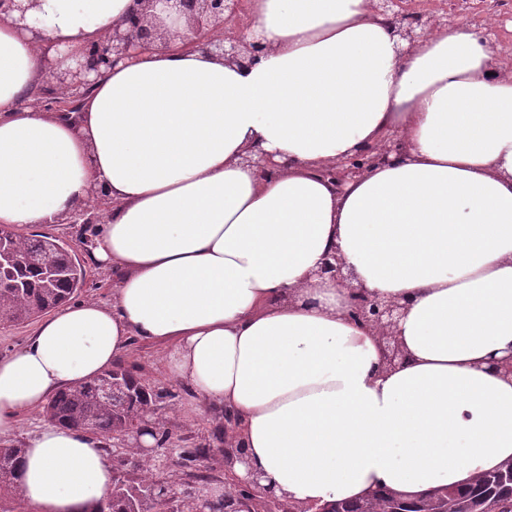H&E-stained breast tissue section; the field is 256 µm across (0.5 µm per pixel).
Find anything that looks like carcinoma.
<instances>
[{
	"label": "carcinoma",
	"instance_id": "1",
	"mask_svg": "<svg viewBox=\"0 0 512 512\" xmlns=\"http://www.w3.org/2000/svg\"><path fill=\"white\" fill-rule=\"evenodd\" d=\"M17 257L14 263L0 268V325H18L68 303L85 285L84 266L72 256L64 244L51 236H16ZM52 263L57 278H42L40 266ZM122 384L114 402H99L95 383L57 392L44 406L43 414L53 422L80 428L105 437L124 429L136 416L142 418L168 399L161 388L146 389L142 377L117 363L112 368ZM220 441L219 430L209 439L177 454V464L188 465L206 458ZM20 446L0 448V512H19ZM512 462L484 473L483 483H467L460 487L436 486L414 499H398L388 489L374 492V500L338 501L324 506L325 512H512V478L508 472ZM166 480L143 468L134 460L123 464L122 473L113 477L112 491L91 502L84 512H197V500L179 496L168 486L169 496L151 493Z\"/></svg>",
	"mask_w": 512,
	"mask_h": 512
}]
</instances>
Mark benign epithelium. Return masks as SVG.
Wrapping results in <instances>:
<instances>
[{"mask_svg":"<svg viewBox=\"0 0 512 512\" xmlns=\"http://www.w3.org/2000/svg\"><path fill=\"white\" fill-rule=\"evenodd\" d=\"M249 0H133L126 15L112 28L106 40L90 43L80 50L59 51L57 57L43 54L46 63V80L34 91L44 110L48 112H79L86 95L96 79L121 62L146 51L168 47L171 29L165 20L172 19L177 26V37L189 48H201L209 55L226 62L247 65L264 53L268 45L259 37L246 39L250 23L246 22ZM374 11L386 18L394 33L406 43L400 54L408 55L415 44L438 27L449 29L456 25L448 11L425 12L412 18L405 0H373ZM43 0H0V21L17 19L26 21L30 11L42 10ZM232 25L237 34L223 37L224 28ZM404 154L402 143L389 138L384 143L359 149L350 157L340 159L321 170V175L342 187L346 182L359 178L371 168L389 164ZM243 163L262 173H274L288 166L278 163L273 155L255 148L246 150ZM107 205L103 190L93 195L77 210L60 220L62 224H99ZM312 276L329 278L346 289L344 315L355 325L366 330L377 340L382 351L381 369L388 370L401 364L406 352L399 336V324L407 314L409 303L404 299L379 296L362 285L353 284L354 276L339 249L328 251ZM487 369L503 377L512 376V352L489 358ZM144 421H134L121 433L112 437V460L125 461L132 455L152 465L158 472L176 473L182 490L197 498V512H209L218 501L224 502V512H255L236 493L246 488L262 499L260 512H281L288 499L276 494L274 489L259 485L260 476L249 473L240 477L236 464L247 463V455L236 430L234 416L224 414V442L213 454L220 464L209 484L200 486L190 476V470L175 466L177 449L154 445L145 448L139 440L144 433Z\"/></svg>","mask_w":512,"mask_h":512,"instance_id":"7a95c632","label":"benign epithelium"}]
</instances>
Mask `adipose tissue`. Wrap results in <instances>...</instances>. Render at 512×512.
<instances>
[{"mask_svg":"<svg viewBox=\"0 0 512 512\" xmlns=\"http://www.w3.org/2000/svg\"><path fill=\"white\" fill-rule=\"evenodd\" d=\"M132 0H45L0 22V224H51L103 189L90 255L111 302L68 303L0 357V440L23 413L162 346L195 411L231 409L262 486L305 504L414 498L512 459V73L489 32L438 28L400 56L372 0H252L269 49L227 64L171 38L98 78L80 112L20 99L42 49L103 40ZM397 136V162L336 187L326 164ZM256 146L287 162L261 174ZM339 249L357 281L409 299L407 352L380 372L345 290L312 278ZM21 498L83 512L112 488L109 439L41 422Z\"/></svg>","mask_w":512,"mask_h":512,"instance_id":"1","label":"adipose tissue"}]
</instances>
